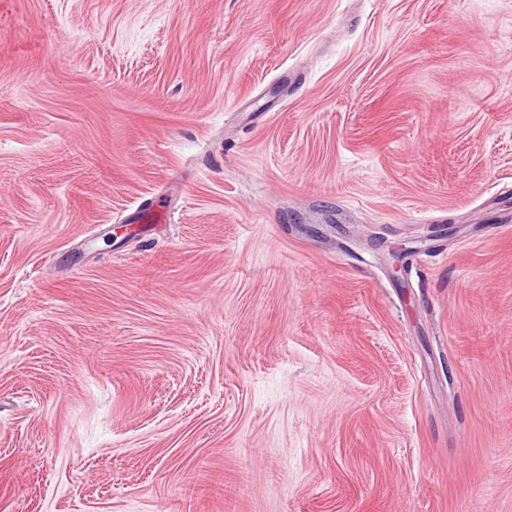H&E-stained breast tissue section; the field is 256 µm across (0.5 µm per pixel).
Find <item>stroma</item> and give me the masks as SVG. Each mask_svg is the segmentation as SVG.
Wrapping results in <instances>:
<instances>
[{"label": "stroma", "instance_id": "stroma-1", "mask_svg": "<svg viewBox=\"0 0 512 512\" xmlns=\"http://www.w3.org/2000/svg\"><path fill=\"white\" fill-rule=\"evenodd\" d=\"M0 512H512V0H0Z\"/></svg>", "mask_w": 512, "mask_h": 512}]
</instances>
